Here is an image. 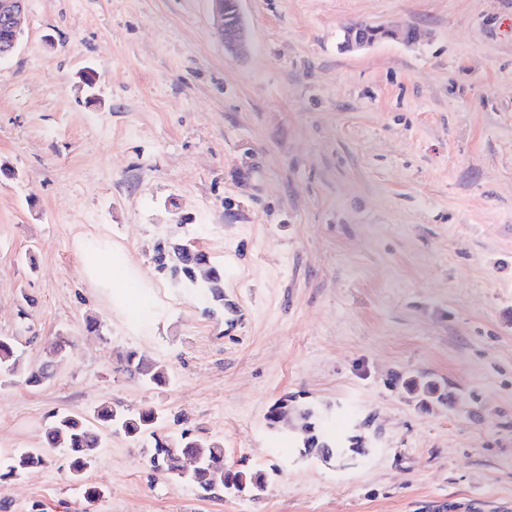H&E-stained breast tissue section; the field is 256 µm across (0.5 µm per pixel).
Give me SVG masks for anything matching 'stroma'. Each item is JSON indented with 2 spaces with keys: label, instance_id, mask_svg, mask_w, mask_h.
Returning <instances> with one entry per match:
<instances>
[{
  "label": "stroma",
  "instance_id": "stroma-1",
  "mask_svg": "<svg viewBox=\"0 0 512 512\" xmlns=\"http://www.w3.org/2000/svg\"><path fill=\"white\" fill-rule=\"evenodd\" d=\"M240 7L231 56L210 0H27L0 60V336L54 375L0 376V461L54 414L152 406L265 485L199 498L107 431L82 481L51 452L0 492L9 512H81L88 486L95 512H505L512 0ZM393 20L419 40L341 49L343 25ZM184 237L223 265L225 311L158 272L156 244ZM102 253L138 280L125 304L87 269ZM130 350L168 383L130 379ZM409 375L447 404L422 408ZM286 394L336 435L365 423L367 455H301L266 421Z\"/></svg>",
  "mask_w": 512,
  "mask_h": 512
}]
</instances>
